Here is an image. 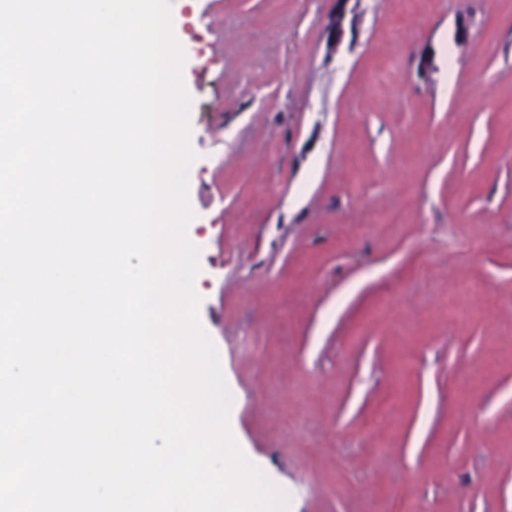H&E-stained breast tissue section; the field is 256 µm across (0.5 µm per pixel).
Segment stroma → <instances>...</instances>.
<instances>
[{
    "mask_svg": "<svg viewBox=\"0 0 512 512\" xmlns=\"http://www.w3.org/2000/svg\"><path fill=\"white\" fill-rule=\"evenodd\" d=\"M170 5L240 448L287 512H512V0Z\"/></svg>",
    "mask_w": 512,
    "mask_h": 512,
    "instance_id": "35a3bbf8",
    "label": "stroma"
}]
</instances>
